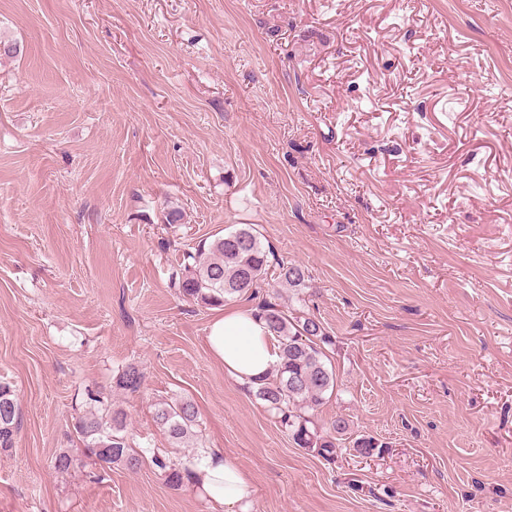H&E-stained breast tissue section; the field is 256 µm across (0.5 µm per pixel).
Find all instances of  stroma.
Segmentation results:
<instances>
[{"label": "stroma", "mask_w": 512, "mask_h": 512, "mask_svg": "<svg viewBox=\"0 0 512 512\" xmlns=\"http://www.w3.org/2000/svg\"><path fill=\"white\" fill-rule=\"evenodd\" d=\"M0 512H214L153 464L56 472L86 390L135 446L217 451L253 512H512V0H0ZM254 225L320 321L344 419L296 447L173 288ZM304 267L289 293L278 262ZM135 363V393L113 378ZM194 403L197 445L154 421ZM380 450L359 457L355 442ZM20 427L18 397L10 383L0 381V451L14 447Z\"/></svg>", "instance_id": "obj_1"}]
</instances>
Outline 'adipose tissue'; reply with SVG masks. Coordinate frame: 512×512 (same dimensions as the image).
Wrapping results in <instances>:
<instances>
[{"instance_id":"adipose-tissue-1","label":"adipose tissue","mask_w":512,"mask_h":512,"mask_svg":"<svg viewBox=\"0 0 512 512\" xmlns=\"http://www.w3.org/2000/svg\"><path fill=\"white\" fill-rule=\"evenodd\" d=\"M206 339L225 372L243 383L264 377L278 360L264 320L250 309L228 310L215 317ZM196 481L218 512H251L253 484L232 458L208 457L197 467Z\"/></svg>"}]
</instances>
